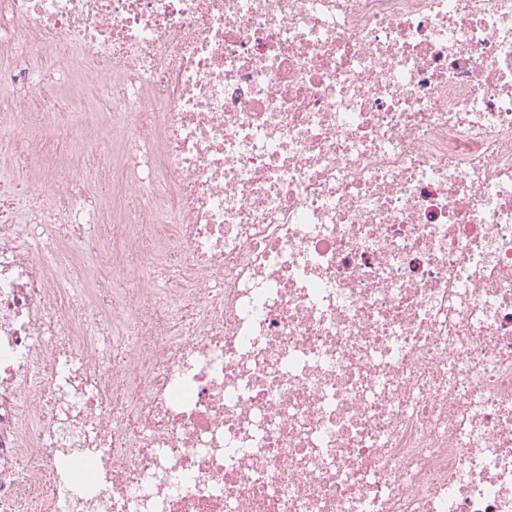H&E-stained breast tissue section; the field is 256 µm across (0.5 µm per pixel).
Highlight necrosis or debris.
Here are the masks:
<instances>
[{
    "mask_svg": "<svg viewBox=\"0 0 512 512\" xmlns=\"http://www.w3.org/2000/svg\"><path fill=\"white\" fill-rule=\"evenodd\" d=\"M4 19V159L52 205L0 197V512H512V0ZM37 43L87 113L34 105ZM82 184L102 212L112 214L111 176L96 164L87 165L82 170Z\"/></svg>",
    "mask_w": 512,
    "mask_h": 512,
    "instance_id": "4bbe7bcc",
    "label": "necrosis or debris"
}]
</instances>
